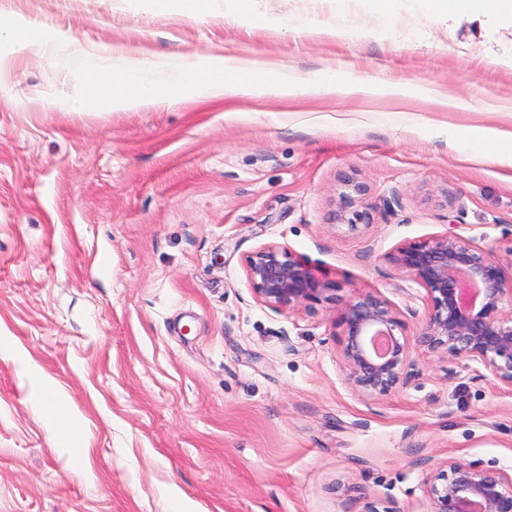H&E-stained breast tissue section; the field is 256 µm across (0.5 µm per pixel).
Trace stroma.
I'll return each mask as SVG.
<instances>
[{
	"mask_svg": "<svg viewBox=\"0 0 512 512\" xmlns=\"http://www.w3.org/2000/svg\"><path fill=\"white\" fill-rule=\"evenodd\" d=\"M0 0L83 53L0 44V512H430L462 457L512 473V390L413 348L418 374L364 398L336 316L374 292L419 334L425 291L388 260L456 232L512 245V166L431 134L512 132V30L404 0ZM223 54L309 81L407 86L89 106V73ZM460 109L439 111L435 96ZM354 224L336 219L346 181ZM274 244L317 271L295 309L258 301L245 259Z\"/></svg>",
	"mask_w": 512,
	"mask_h": 512,
	"instance_id": "obj_1",
	"label": "stroma"
}]
</instances>
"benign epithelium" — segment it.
Returning <instances> with one entry per match:
<instances>
[{
  "instance_id": "obj_1",
  "label": "benign epithelium",
  "mask_w": 512,
  "mask_h": 512,
  "mask_svg": "<svg viewBox=\"0 0 512 512\" xmlns=\"http://www.w3.org/2000/svg\"><path fill=\"white\" fill-rule=\"evenodd\" d=\"M389 260L425 290V327L399 337L393 307L374 293L358 295L336 318L347 383L368 397L406 386L414 341L442 358L477 362L512 389V278L496 251L446 234L401 245ZM245 272L256 298L273 308L291 309L319 291L316 270L275 245L248 255ZM445 467L429 486L431 512H512V474L462 457Z\"/></svg>"
}]
</instances>
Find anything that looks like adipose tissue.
<instances>
[{
  "mask_svg": "<svg viewBox=\"0 0 512 512\" xmlns=\"http://www.w3.org/2000/svg\"><path fill=\"white\" fill-rule=\"evenodd\" d=\"M421 10L447 18L480 21L493 17L512 28V0H418ZM11 43L53 53L65 42L62 34L45 25L32 24L10 17H0V35ZM185 84L198 88L204 98L213 99L227 93L253 95L266 87L269 77L259 67L245 68L235 60L221 56L207 57L204 63L181 64ZM159 94L155 82L146 76L145 67L127 69L120 74H92L85 90L88 104H107L131 108L151 101Z\"/></svg>",
  "mask_w": 512,
  "mask_h": 512,
  "instance_id": "ef3b65f1",
  "label": "adipose tissue"
}]
</instances>
